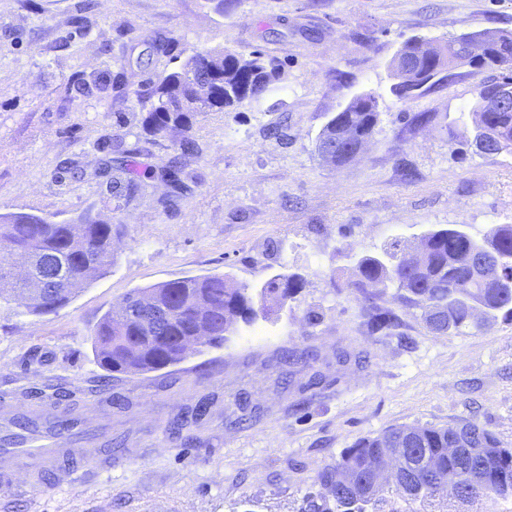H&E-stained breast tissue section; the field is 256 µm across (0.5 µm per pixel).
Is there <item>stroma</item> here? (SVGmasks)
I'll return each instance as SVG.
<instances>
[{
  "mask_svg": "<svg viewBox=\"0 0 512 512\" xmlns=\"http://www.w3.org/2000/svg\"><path fill=\"white\" fill-rule=\"evenodd\" d=\"M81 2L0 0V213L101 216L119 232L111 272L67 306L0 303V392L96 412L43 460L39 491L0 489V512H300L324 467L395 425L475 423L512 448V322L435 335L389 287L374 303L396 325L374 333L346 287L355 257L392 240L512 224V153L473 143L483 72L457 68L405 102L389 68L410 38L512 31V0H92L83 13ZM212 49L262 53L281 80L195 116L198 150L185 155L179 136L142 121L155 83ZM365 91L374 134L331 169L318 134ZM418 112L431 124L415 125ZM132 145L154 171L178 160L183 191L149 179L115 196L106 163ZM283 272L304 285L277 317L102 391L91 334L132 290L201 275L257 288ZM303 349L313 360L285 362ZM201 401L205 415L172 431Z\"/></svg>",
  "mask_w": 512,
  "mask_h": 512,
  "instance_id": "stroma-1",
  "label": "stroma"
}]
</instances>
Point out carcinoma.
Returning <instances> with one entry per match:
<instances>
[{"instance_id": "carcinoma-1", "label": "carcinoma", "mask_w": 512, "mask_h": 512, "mask_svg": "<svg viewBox=\"0 0 512 512\" xmlns=\"http://www.w3.org/2000/svg\"><path fill=\"white\" fill-rule=\"evenodd\" d=\"M493 45V57L483 63L466 59L464 45L472 41ZM423 56L425 78L418 92L401 95L398 86L391 92L407 102L421 96L448 79V72L466 63L491 72L477 88L481 93L512 82V33L486 29L477 34H462L445 44L427 42ZM206 55L220 63L224 86L217 97L194 108L186 107L185 79L196 57ZM266 77L274 84L279 79L277 66L260 53L244 57L236 52L215 49L197 53L163 76L153 92L145 125L159 137L185 131L191 117L207 112H222L248 100L259 99L267 89L257 82ZM377 99L365 92L354 96L344 110L323 126L316 140V152L332 149L328 165L338 167L352 159L355 145L372 136L379 120ZM474 139L485 140V154L512 152V106L504 112L470 110ZM138 149L125 150L117 169L124 174L115 191H134L149 178L140 170ZM113 228L104 221L85 218L79 224H63L26 213L0 214V265L26 262L45 276L42 294L27 307L40 315L55 303H70L88 277L81 274L87 255L96 262V273L112 269ZM64 272V280L48 277L52 270ZM397 288V298L420 311L426 328L447 334L466 327L478 330L493 327L498 318L512 320V224H496L481 238L458 229H438L424 234L415 248L398 239L381 252L360 256L354 277L347 282L362 301L373 306L368 289ZM303 277L279 273L261 287L241 285L226 275L183 277L149 288L135 289L101 318L92 337V351L104 368L135 376L159 371L182 362V351L173 336H190L197 318L209 322L208 346L221 347L228 337L258 319L267 320L300 292ZM160 295L164 305L179 312L181 319L161 332L157 317L141 320L137 304L148 295ZM482 317L471 319L472 311ZM460 453L448 456V448ZM402 449L399 467L391 479L381 482L375 469L394 449ZM460 472L458 488L448 487V469ZM320 490L304 497L302 512H367L389 492L412 500H434L451 504L481 497L512 495V448H504L488 430L468 423L458 427L435 425L397 426L366 437L345 449L336 463L318 474Z\"/></svg>"}]
</instances>
